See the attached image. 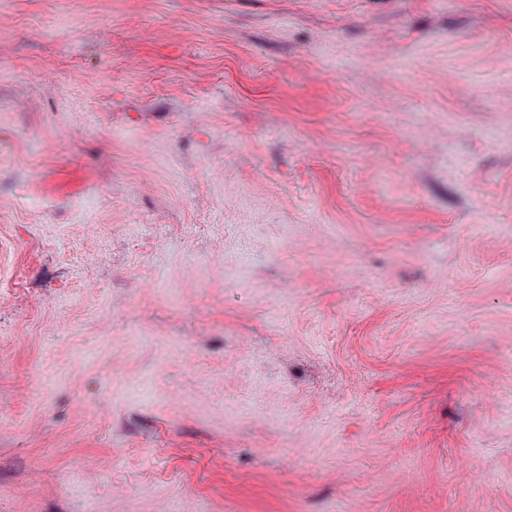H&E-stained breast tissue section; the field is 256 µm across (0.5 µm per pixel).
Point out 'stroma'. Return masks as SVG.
Masks as SVG:
<instances>
[{"mask_svg": "<svg viewBox=\"0 0 512 512\" xmlns=\"http://www.w3.org/2000/svg\"><path fill=\"white\" fill-rule=\"evenodd\" d=\"M0 512H512V0H0Z\"/></svg>", "mask_w": 512, "mask_h": 512, "instance_id": "obj_1", "label": "stroma"}]
</instances>
